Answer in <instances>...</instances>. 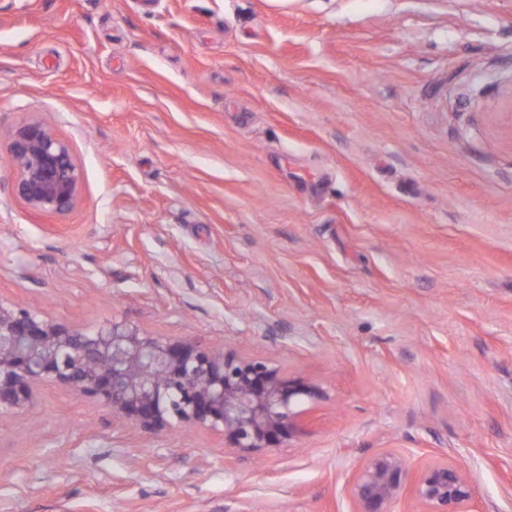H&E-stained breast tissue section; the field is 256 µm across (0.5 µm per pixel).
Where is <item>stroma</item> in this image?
I'll return each mask as SVG.
<instances>
[{
  "instance_id": "1",
  "label": "stroma",
  "mask_w": 512,
  "mask_h": 512,
  "mask_svg": "<svg viewBox=\"0 0 512 512\" xmlns=\"http://www.w3.org/2000/svg\"><path fill=\"white\" fill-rule=\"evenodd\" d=\"M80 170L12 191L13 135ZM0 299L321 386L281 448L0 412V512H353L385 448L512 512V0H0ZM10 150L17 167L14 190L29 209L61 214L74 206L80 173L67 144L32 123L15 134Z\"/></svg>"
}]
</instances>
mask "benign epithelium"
Masks as SVG:
<instances>
[{"label":"benign epithelium","mask_w":512,"mask_h":512,"mask_svg":"<svg viewBox=\"0 0 512 512\" xmlns=\"http://www.w3.org/2000/svg\"><path fill=\"white\" fill-rule=\"evenodd\" d=\"M14 190L31 210L61 214L78 195L80 173L67 144L46 127L21 128L10 144ZM45 384L102 402L145 435L179 424L224 435L243 455L281 447L300 427L301 404L322 388L276 365L192 338L160 339L122 322L84 328L47 320L0 300V410H20ZM354 512H471L473 487L446 460L412 471L395 448L368 459L349 481Z\"/></svg>","instance_id":"1"}]
</instances>
